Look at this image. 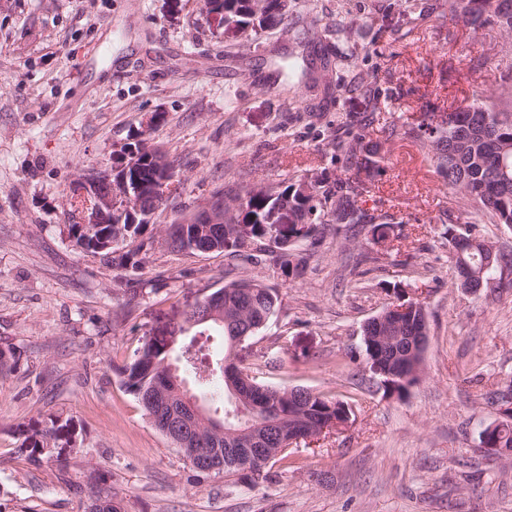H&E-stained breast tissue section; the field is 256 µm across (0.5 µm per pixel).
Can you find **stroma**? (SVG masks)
Segmentation results:
<instances>
[{
    "mask_svg": "<svg viewBox=\"0 0 512 512\" xmlns=\"http://www.w3.org/2000/svg\"><path fill=\"white\" fill-rule=\"evenodd\" d=\"M452 0H287L283 25L245 35L203 0H0V512H86L99 493L123 512H512V463L479 433L498 421L487 394L512 383V275L456 285L445 233L472 205L448 192L427 147L389 136L424 112L489 95L512 113V54L499 27L473 30ZM380 91L375 112L354 86ZM381 144L364 208L394 215L330 224L299 243L302 276L272 261L167 247L163 228L216 191L347 172L346 117ZM174 160L180 195L154 215L137 268L105 264L68 234L69 185L139 131ZM240 278L281 304L237 349L265 384L347 404L346 428L294 447L271 480L196 471L121 384L148 334ZM423 296L424 373L401 399L364 364L361 329L397 294ZM57 416L75 449L30 459L26 432Z\"/></svg>",
    "mask_w": 512,
    "mask_h": 512,
    "instance_id": "stroma-1",
    "label": "stroma"
}]
</instances>
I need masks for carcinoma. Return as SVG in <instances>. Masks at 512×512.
Segmentation results:
<instances>
[{
    "label": "carcinoma",
    "mask_w": 512,
    "mask_h": 512,
    "mask_svg": "<svg viewBox=\"0 0 512 512\" xmlns=\"http://www.w3.org/2000/svg\"><path fill=\"white\" fill-rule=\"evenodd\" d=\"M224 9V16L239 24L243 31L254 32L258 28H273L283 23L285 0H265L263 18L254 21L249 13L250 0H216ZM458 17L477 31L494 24L512 34V0H454L452 4ZM346 140H340L336 148L343 154L345 167L351 172L346 179H324L312 186V192L301 195L294 184L282 189L248 188L237 195L240 200L231 221L214 224L210 235L195 239V224H177L175 232L168 235L167 243L176 251L189 255L198 254V248L208 246L217 252L235 256L253 247L269 255L286 277H299L303 273L302 260L294 254L295 244L305 241L317 245L327 224H389L393 216L375 214L362 207L363 196L378 175L382 156L380 147L363 141V135L354 132V124H345ZM407 136L428 142L437 172L443 178L448 191L468 199L474 206V216L468 223L480 224L487 216L495 224L512 228V120L499 117L478 98L458 111L448 113V119L439 123L436 113L429 112L417 124L393 127L389 136ZM288 198L295 214L288 236L292 240L266 243L267 216L281 198ZM244 217L252 222V237L243 242L235 235L233 220ZM113 224H94L85 227L70 224L69 233L79 248L101 257L118 268L138 267L152 250L155 239L146 224L120 223L114 217ZM134 242L133 250H125L127 243ZM448 242L452 246V263L456 276L470 278L469 290L476 292L487 286L494 276L512 268V254L489 244L484 238L464 228L456 232L448 226ZM224 290V321L209 320L191 324L195 312L185 309L177 321L170 322L159 336L145 338L136 349L133 358L119 369L121 383L142 407L146 395L155 390H165L176 396L174 383L169 381L163 367L166 359L177 360L180 365V381L185 374L194 376L198 388L207 391L216 381H224L220 362L225 353L211 349L209 341L222 338L223 346L241 338L245 341L255 336L273 318L278 309V292L253 279H239L222 286ZM409 311L402 315L399 324L377 322L369 319L362 327L361 343L364 362L369 370H377L384 393L399 399L408 395L417 379L400 378L403 365H422L423 351L409 349L408 338L427 335L426 304L406 299ZM254 387L250 392V404L271 405L275 414L271 421L257 430V448H274L261 480L269 479V469L288 456V434L296 431L312 434L331 419L350 413L339 400H330L316 394L305 400L277 396L286 388L260 383L251 378ZM65 425L51 419L45 427L26 436L18 451L30 457L53 458ZM239 423L231 420V426L220 437L212 436L206 429L200 430L199 448H244L249 436L238 433ZM480 443L487 446L498 444L512 448V416L500 420L494 429L481 431Z\"/></svg>",
    "instance_id": "1"
}]
</instances>
